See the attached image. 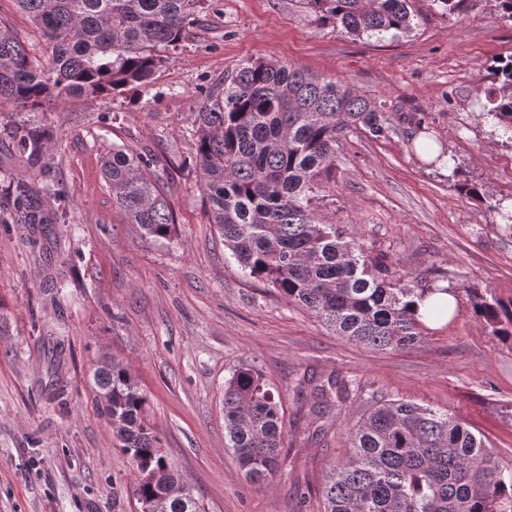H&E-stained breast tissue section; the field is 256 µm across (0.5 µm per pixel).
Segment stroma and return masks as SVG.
I'll return each mask as SVG.
<instances>
[{
    "label": "stroma",
    "mask_w": 512,
    "mask_h": 512,
    "mask_svg": "<svg viewBox=\"0 0 512 512\" xmlns=\"http://www.w3.org/2000/svg\"><path fill=\"white\" fill-rule=\"evenodd\" d=\"M412 9L410 32L355 37L301 0H204L148 88L46 112L0 105V512H138L137 475L95 393L104 360L146 396L147 421L204 512H323L325 477L350 455L348 428L370 396L449 411L512 467V340L485 327L466 293L512 297V237L451 175L459 168L486 198L512 202V141L481 114L497 60L512 55V21L496 0H465L455 16L438 0ZM0 23L47 63L50 46L15 0H0ZM259 60L384 104L388 136L343 137L314 208L396 268L454 289L455 314L421 345L378 351L333 335L225 249L193 160V112ZM17 127L47 138V150L23 152ZM427 137L448 164L429 165ZM115 148L148 160L173 238L145 235L113 202L103 164ZM17 175L52 185L43 208L54 223H14ZM243 361L282 398V465L269 483L247 481L224 446V381ZM309 376L345 377L361 392L314 438L297 396Z\"/></svg>",
    "instance_id": "35a3bbf8"
}]
</instances>
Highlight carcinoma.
<instances>
[{"instance_id":"carcinoma-1","label":"carcinoma","mask_w":512,"mask_h":512,"mask_svg":"<svg viewBox=\"0 0 512 512\" xmlns=\"http://www.w3.org/2000/svg\"><path fill=\"white\" fill-rule=\"evenodd\" d=\"M52 46L47 66L0 26V101L35 112L55 102L148 88L202 0H15ZM322 21L347 33L411 30L410 0H303ZM485 115L512 140V56L494 67ZM384 105L347 83L274 61H249L209 91L194 112L195 162L203 173L212 223L241 269L310 312L328 330L374 349L423 343L415 299L431 295L426 277L399 272L383 255L338 224L322 223L312 200L336 173V144L357 130L389 132ZM32 155L41 139L9 132ZM149 163L112 149L104 174L112 200L146 235L176 232ZM17 223L47 222L27 178L13 182ZM493 224L512 235V212L488 202ZM473 308L495 336L512 339V298L473 296ZM101 407L119 448L138 472L133 497L156 512H201L190 485L167 461L146 421L147 398L123 366L94 371ZM311 424L341 414L352 392L345 378L299 383ZM284 411L280 395L247 362L224 382V440L251 482L281 468ZM352 453L329 471L324 512H512V468L500 466L455 415L404 399H373L349 427Z\"/></svg>"}]
</instances>
